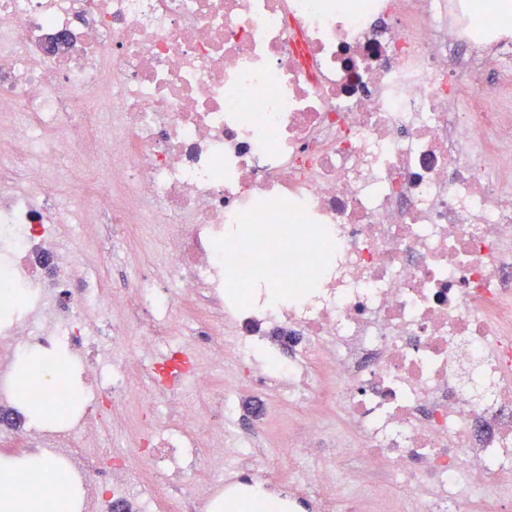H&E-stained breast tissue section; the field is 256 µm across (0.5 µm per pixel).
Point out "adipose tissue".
<instances>
[{
	"instance_id": "ef3b65f1",
	"label": "adipose tissue",
	"mask_w": 512,
	"mask_h": 512,
	"mask_svg": "<svg viewBox=\"0 0 512 512\" xmlns=\"http://www.w3.org/2000/svg\"><path fill=\"white\" fill-rule=\"evenodd\" d=\"M54 497H46V487ZM80 491L68 470L43 455L0 457V512H72Z\"/></svg>"
}]
</instances>
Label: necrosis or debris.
<instances>
[{
    "mask_svg": "<svg viewBox=\"0 0 512 512\" xmlns=\"http://www.w3.org/2000/svg\"><path fill=\"white\" fill-rule=\"evenodd\" d=\"M59 34L68 52L49 51ZM23 158L25 194L0 196L1 336L67 343L115 401L128 374L98 369L91 309L142 355L165 325L168 372L190 368L201 391L226 357L278 345L287 363L245 382L307 415L288 481L318 512H364L390 486L405 492L393 512H512V0H0L1 183ZM68 168L95 172L78 192L112 237L156 224L168 241L123 293L59 261ZM228 224L280 227L286 307L225 306L267 258ZM18 379L0 356V402L56 401ZM69 404L79 425L23 438L92 486L108 457L97 401ZM212 408L180 406L148 466H112L107 512H158L186 470L220 466L236 408Z\"/></svg>",
    "mask_w": 512,
    "mask_h": 512,
    "instance_id": "1",
    "label": "necrosis or debris"
}]
</instances>
